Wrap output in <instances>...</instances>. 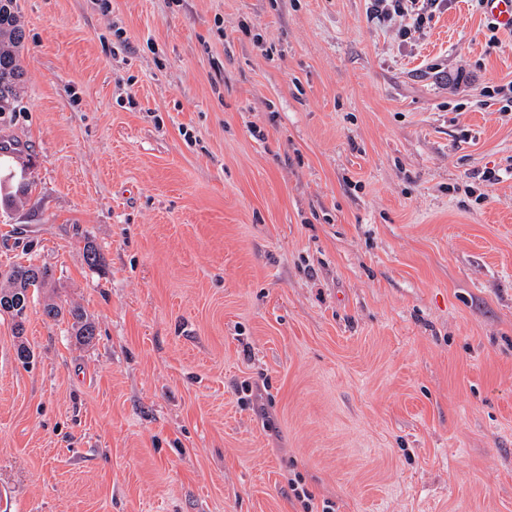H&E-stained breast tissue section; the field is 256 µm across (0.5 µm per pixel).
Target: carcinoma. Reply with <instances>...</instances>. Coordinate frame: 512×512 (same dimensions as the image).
<instances>
[{
    "label": "carcinoma",
    "instance_id": "obj_1",
    "mask_svg": "<svg viewBox=\"0 0 512 512\" xmlns=\"http://www.w3.org/2000/svg\"><path fill=\"white\" fill-rule=\"evenodd\" d=\"M8 3L9 11L0 16V78L8 76L10 80L0 82V116L16 111L18 88L24 75L21 54L25 34L19 23L16 0H8ZM49 277L45 266L19 265L11 268L5 274L8 287L0 288V312L8 313L14 319L19 317L30 303L29 289L47 286ZM43 315L52 320L69 317L72 335L84 342L95 336L94 323L79 307L65 310L55 302H48L43 305Z\"/></svg>",
    "mask_w": 512,
    "mask_h": 512
}]
</instances>
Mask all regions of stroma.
<instances>
[{
    "label": "stroma",
    "instance_id": "1",
    "mask_svg": "<svg viewBox=\"0 0 512 512\" xmlns=\"http://www.w3.org/2000/svg\"><path fill=\"white\" fill-rule=\"evenodd\" d=\"M17 5L0 272L52 278L0 314V512H302L296 473L512 512V35L474 0L404 43L365 0ZM43 315L52 319L58 320L65 316V312L71 322L70 328L72 335L76 336L83 342H90L95 336V325L85 312L76 306L69 307L66 311L55 302H48L43 305Z\"/></svg>",
    "mask_w": 512,
    "mask_h": 512
}]
</instances>
